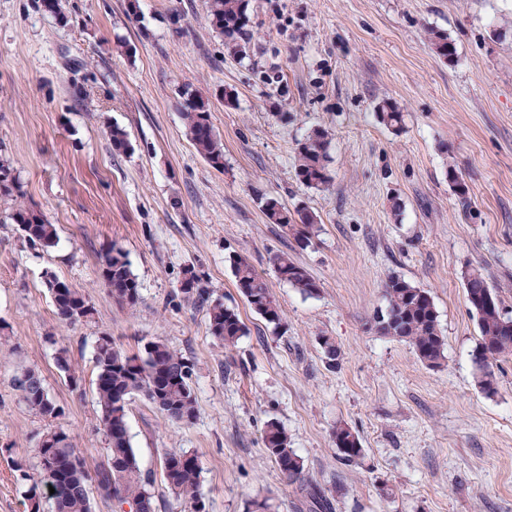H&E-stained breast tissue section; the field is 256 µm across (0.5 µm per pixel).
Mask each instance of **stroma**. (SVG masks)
<instances>
[{"instance_id":"1","label":"stroma","mask_w":512,"mask_h":512,"mask_svg":"<svg viewBox=\"0 0 512 512\" xmlns=\"http://www.w3.org/2000/svg\"><path fill=\"white\" fill-rule=\"evenodd\" d=\"M62 3L59 19L42 0H0V156L20 185L0 212L37 208L58 233L34 247L0 224V512H30L47 429L69 433L87 468L105 459L93 391L104 333L130 354L163 341L193 365V423L168 420L140 394L128 405L157 512H187L162 478L164 454L180 450L199 459L208 512H246L254 499L306 512L264 445L270 421L287 430L305 479L331 491L334 512H512V356L494 363L498 391L485 394L463 279L481 270L512 317V0H251L244 58L212 30L204 0ZM431 28L453 41V60L428 48ZM188 90L209 100L223 170L190 141ZM385 100L401 129L379 122ZM115 126L126 151L112 148ZM315 128L329 133L331 180L309 189L295 148ZM269 198L316 215L310 243L268 223ZM112 246L139 283L135 306L118 304L101 277ZM282 252L316 279L315 295L277 277ZM235 254L267 280L283 327L237 290ZM189 270L245 323L234 348L184 299ZM50 274L86 297L90 318L59 319ZM392 274L430 291L446 341L440 366L377 332ZM325 336L338 368L325 362ZM62 348L79 385L56 364ZM28 368L58 418L23 402L14 378ZM340 423L361 439L357 463L336 453Z\"/></svg>"}]
</instances>
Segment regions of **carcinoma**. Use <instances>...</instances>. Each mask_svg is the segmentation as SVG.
<instances>
[{
  "label": "carcinoma",
  "instance_id": "carcinoma-1",
  "mask_svg": "<svg viewBox=\"0 0 512 512\" xmlns=\"http://www.w3.org/2000/svg\"><path fill=\"white\" fill-rule=\"evenodd\" d=\"M251 0H206L207 15L212 28L224 38V46L244 57L251 41L249 5ZM428 47L437 56L451 60L456 54L448 34L432 29ZM208 100L188 93L183 119L196 151L212 167L224 168V148L209 121ZM379 121L398 129L402 112L396 104L384 101L377 108ZM330 139L328 132L316 128L298 141L295 148V170L299 181L308 188L327 185L329 174ZM18 191L10 163L0 159V198H12ZM265 215L271 224L279 225L285 234L305 244L317 224V216L305 207L291 211L275 198L264 203ZM4 221L24 231V239L32 246L49 247L57 239L56 225L32 207L15 205ZM272 263L277 276L303 295H314L319 285L307 270L288 254H277ZM236 288L249 306L268 323L280 327L283 316L267 281L256 272L246 258H232ZM101 276L110 287L113 298L126 306H135L140 298L139 284L130 269L125 254L112 249L102 257ZM469 310L476 315L481 333L475 361L482 370L481 389L488 395L497 393V381L491 371L493 362L512 355V318L503 313L502 300L493 292L483 274L473 269L464 275ZM194 272L187 271L182 293L192 304L207 307L208 330L226 348L235 346L246 335L247 327L238 313L223 303L210 300L204 288L197 287ZM59 318L73 324L92 315L91 307L82 293L52 276L46 278ZM384 292L387 306L377 317V331L384 336L409 344L417 358L430 367H438L444 358L445 338L439 316L429 291L398 275L388 277ZM326 364L338 366L339 351L328 336L320 340ZM145 356L129 355L116 346L107 333L97 337L94 346L96 368L95 395L100 422L106 428L108 442L106 459L93 471L86 469L77 454L72 437L61 428H51L36 449L38 458L50 455L55 468L49 470L39 463V479L30 488L29 500L33 512L41 509L40 487L52 484L55 492L48 497L52 512H92L89 486L94 484L118 505H129L133 512H154L152 481L142 474L131 444L127 411L132 395L143 394L166 417L188 424L196 416V400L191 386L193 365L183 355L161 340L144 345ZM29 409L51 419L60 413L38 372L28 369L14 378ZM338 456L345 462H356L364 455L359 435L346 424L332 432ZM268 454L280 471L292 480L301 479L303 462L294 449L287 431L270 422L264 431ZM201 468L196 454L188 451L168 452L162 460V477L172 493L189 504L190 512H205L199 493ZM310 512H332L333 506L325 491L313 486L309 492Z\"/></svg>",
  "mask_w": 512,
  "mask_h": 512
}]
</instances>
